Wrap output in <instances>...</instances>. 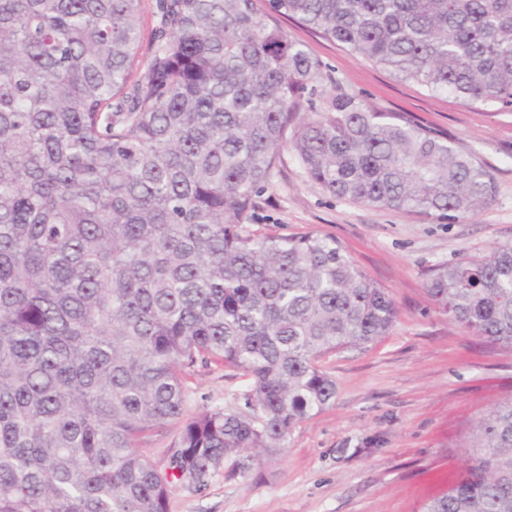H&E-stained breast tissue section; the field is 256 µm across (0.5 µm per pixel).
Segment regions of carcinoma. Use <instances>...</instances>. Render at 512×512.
<instances>
[{"instance_id":"1","label":"carcinoma","mask_w":512,"mask_h":512,"mask_svg":"<svg viewBox=\"0 0 512 512\" xmlns=\"http://www.w3.org/2000/svg\"><path fill=\"white\" fill-rule=\"evenodd\" d=\"M0 0V512H168L286 447L336 383L322 359L388 335L390 291L333 237L244 223L294 151L329 194L435 220L495 200L473 154L400 112L318 89L287 17L460 104L512 110V0ZM322 98L315 106L314 97ZM512 350V243L427 286ZM251 381L250 413L184 418L198 365ZM183 420L157 470L140 440ZM424 512H512V399ZM156 0H145L142 15V41L140 49V61L145 64L151 56V33L155 26Z\"/></svg>"}]
</instances>
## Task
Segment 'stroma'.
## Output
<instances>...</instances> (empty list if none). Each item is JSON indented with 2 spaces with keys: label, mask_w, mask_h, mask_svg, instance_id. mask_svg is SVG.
I'll return each instance as SVG.
<instances>
[{
  "label": "stroma",
  "mask_w": 512,
  "mask_h": 512,
  "mask_svg": "<svg viewBox=\"0 0 512 512\" xmlns=\"http://www.w3.org/2000/svg\"><path fill=\"white\" fill-rule=\"evenodd\" d=\"M281 25L321 62L325 80L378 110L410 115L476 155L494 176L496 197L454 223L371 208L330 195L285 151L250 224L336 238L390 290L397 321L372 347L325 359L335 402L299 423L282 452L245 474L229 454L205 489L173 484L168 512H422L462 472L472 424L512 397V351L464 332L426 290L437 265L512 243V112L429 94L293 20ZM186 386L187 415L235 412L245 408L249 380L228 366L200 365Z\"/></svg>",
  "instance_id": "35a3bbf8"
}]
</instances>
